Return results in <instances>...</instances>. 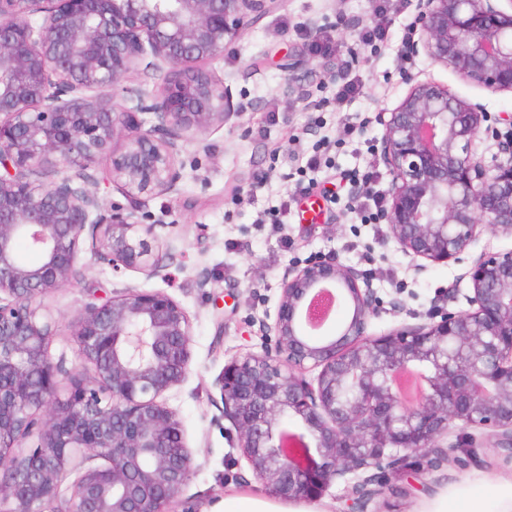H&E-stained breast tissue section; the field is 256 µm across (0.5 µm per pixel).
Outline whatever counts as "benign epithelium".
I'll return each mask as SVG.
<instances>
[{"instance_id":"1","label":"benign epithelium","mask_w":512,"mask_h":512,"mask_svg":"<svg viewBox=\"0 0 512 512\" xmlns=\"http://www.w3.org/2000/svg\"><path fill=\"white\" fill-rule=\"evenodd\" d=\"M267 0H0V512H168L199 467L167 395L188 378L192 318L163 290L89 295L71 322L92 375L54 359L44 299L81 276V254L121 273L167 279L175 239L160 217L106 205L89 170L143 203L176 193V156L241 110L200 64L224 55ZM418 0L424 53L463 80L512 93V0ZM152 90L119 83L146 58ZM480 104L416 82L377 114L389 182L378 222L414 261L458 262L481 228L512 236V133ZM493 141L499 158L477 152ZM24 241L36 254L25 263ZM468 308L367 332L380 300L361 270L317 257L282 277L261 352L224 364L212 386L238 448L267 493L323 497L342 481L368 512L385 475L432 456L480 463L475 434L512 459V249L475 258ZM332 290V332L309 319ZM423 378L405 402L394 377ZM453 427L467 443L444 448ZM37 438L34 448L23 444ZM102 463L90 466L88 462Z\"/></svg>"}]
</instances>
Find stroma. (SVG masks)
<instances>
[{"label":"stroma","mask_w":512,"mask_h":512,"mask_svg":"<svg viewBox=\"0 0 512 512\" xmlns=\"http://www.w3.org/2000/svg\"><path fill=\"white\" fill-rule=\"evenodd\" d=\"M379 0H276L274 8L228 43L221 58L206 68L231 84L245 110L230 116L178 157L181 189L149 199L146 210L163 216L180 248L169 267L168 282L139 272L113 273L106 264H86L81 277L46 297L58 320L51 353L67 368H81L70 323L95 284L106 289L164 288L193 318V360L187 381L168 395L198 451L200 466L171 506L172 512H210L224 497H264L238 448L237 434L210 400L212 382L225 362L260 350L256 320L276 311L282 276L288 267L315 255H331L363 270L382 304L369 331L378 335L402 324L426 321L441 307H466L465 273L483 250L512 249V238L483 231L462 261L417 273L410 259L383 245L385 225L365 218L356 207L358 187L342 179L345 171L377 168L378 186L389 178L377 141L382 128L377 112L394 107L408 80L435 81L480 103L487 112L512 113V95L470 86L450 69L421 54L402 58L407 41L417 40L414 7L378 12ZM384 25L385 36L361 42L363 31ZM359 39L358 59L344 47L327 63L346 62L349 74L362 76L360 96L335 101L336 84L310 75L302 61L312 57V43L324 30ZM354 127L346 135V127ZM333 147L319 171L299 170L303 155L322 138ZM298 198L284 224H262L263 212L278 208L286 192ZM209 279L200 289V279ZM479 466L447 463L418 476L389 479L370 504V512H416L420 501L449 486L485 493L492 474H512V462L500 449L484 446Z\"/></svg>","instance_id":"35a3bbf8"}]
</instances>
